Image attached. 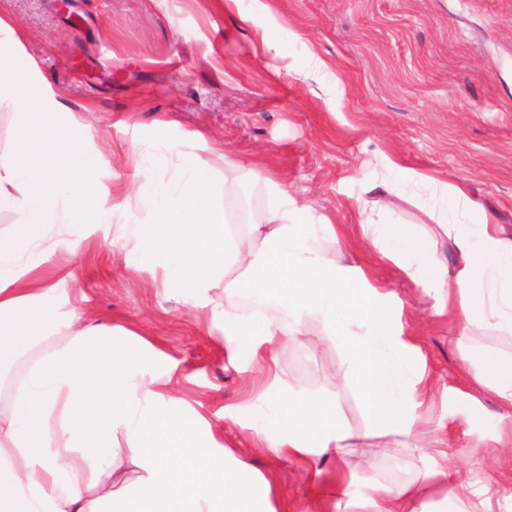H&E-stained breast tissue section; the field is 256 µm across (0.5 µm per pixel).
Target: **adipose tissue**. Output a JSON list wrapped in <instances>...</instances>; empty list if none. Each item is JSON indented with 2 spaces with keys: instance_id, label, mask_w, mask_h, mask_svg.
I'll return each mask as SVG.
<instances>
[{
  "instance_id": "ef3b65f1",
  "label": "adipose tissue",
  "mask_w": 512,
  "mask_h": 512,
  "mask_svg": "<svg viewBox=\"0 0 512 512\" xmlns=\"http://www.w3.org/2000/svg\"><path fill=\"white\" fill-rule=\"evenodd\" d=\"M48 95L0 59V104L18 106L15 151L0 155V212L22 214L0 234V369L11 389L0 413V512H278L265 474L223 453L211 425L182 399L138 378L140 365L164 358L148 338L82 323L54 304L43 269L58 248L74 250L79 227L111 224L112 209L99 198L98 157L74 146L77 125L46 107ZM181 169L179 187L139 184L149 219L131 225L125 264L162 269L193 306L223 280L226 355L248 350L272 372L241 408L267 452L305 465L334 455L328 484L346 495L371 454L367 433L340 406L351 390L376 428L423 454L420 410L432 377L416 339L393 318L392 292L369 283L335 225L303 223L304 208L289 210L283 191L263 222L239 232L224 222L208 169L190 155ZM453 194L474 223L420 236L363 218L361 235L379 257L400 261L432 296L435 314L512 334V234L463 189ZM447 232L452 244L443 253L437 236ZM267 306L279 316L265 315ZM310 320L343 359L322 395L295 391L276 371L280 346L298 343ZM20 359L25 365L14 371ZM471 366L474 381L512 407V358L478 357ZM120 435L129 447H115ZM451 489L447 469L427 467L412 483L371 481L364 506L437 512L432 496Z\"/></svg>"
}]
</instances>
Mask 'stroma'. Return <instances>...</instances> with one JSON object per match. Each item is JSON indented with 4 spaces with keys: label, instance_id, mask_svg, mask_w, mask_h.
Wrapping results in <instances>:
<instances>
[{
    "label": "stroma",
    "instance_id": "1",
    "mask_svg": "<svg viewBox=\"0 0 512 512\" xmlns=\"http://www.w3.org/2000/svg\"><path fill=\"white\" fill-rule=\"evenodd\" d=\"M11 28L6 58L30 62L59 112L89 130L81 145L100 160L110 226L84 236L76 256L49 274L56 304L85 320L150 338L166 358L142 369L220 430L232 454L278 486L286 512H351L317 497L305 466L258 450L253 430L225 417L263 388L247 355L228 361L219 328L224 289L204 290L200 308L164 290L161 270L125 268L123 227L148 220L135 193L145 179L177 183V157L211 172L227 223L260 221L275 189L306 205L305 223L330 220L371 283L395 294L394 309L417 337L434 380L424 411L458 451V481L488 490L492 512H512V408L462 368L470 351L512 356V335L462 327L432 314L433 300L361 238L356 206L389 196L386 224H468L449 186L462 187L496 223L512 228V0H0ZM323 68L313 69V60ZM270 180H255L254 169ZM279 366L291 385L325 392L342 365L336 346L288 344ZM492 413L479 420L478 409ZM369 479L400 484L424 461L390 436L372 439Z\"/></svg>",
    "mask_w": 512,
    "mask_h": 512
}]
</instances>
